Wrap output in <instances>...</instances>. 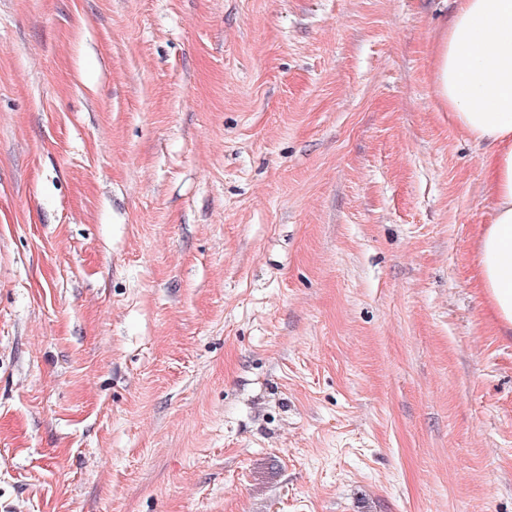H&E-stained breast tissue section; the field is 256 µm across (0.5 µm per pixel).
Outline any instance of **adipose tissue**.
<instances>
[{"label":"adipose tissue","mask_w":512,"mask_h":512,"mask_svg":"<svg viewBox=\"0 0 512 512\" xmlns=\"http://www.w3.org/2000/svg\"><path fill=\"white\" fill-rule=\"evenodd\" d=\"M435 93L479 144L496 206L479 239L477 277L502 331L512 334V0H458L433 62Z\"/></svg>","instance_id":"1"}]
</instances>
